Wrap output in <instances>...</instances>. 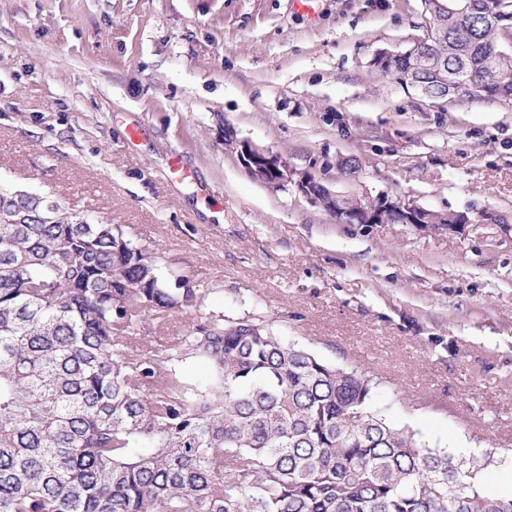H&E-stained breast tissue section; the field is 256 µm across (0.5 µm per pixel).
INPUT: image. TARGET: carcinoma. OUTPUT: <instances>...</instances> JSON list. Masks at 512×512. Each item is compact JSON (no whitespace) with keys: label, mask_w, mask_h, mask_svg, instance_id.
<instances>
[{"label":"carcinoma","mask_w":512,"mask_h":512,"mask_svg":"<svg viewBox=\"0 0 512 512\" xmlns=\"http://www.w3.org/2000/svg\"><path fill=\"white\" fill-rule=\"evenodd\" d=\"M422 0L430 37L380 55L382 78L453 102L512 98V10ZM159 252L0 185V512H512L487 458L420 441L371 405L376 382L277 335L217 317L212 292L167 281ZM191 316L137 347L153 313ZM211 376L191 381L187 366Z\"/></svg>","instance_id":"cac0c4a2"}]
</instances>
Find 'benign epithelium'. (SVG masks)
Segmentation results:
<instances>
[{"instance_id":"1","label":"benign epithelium","mask_w":512,"mask_h":512,"mask_svg":"<svg viewBox=\"0 0 512 512\" xmlns=\"http://www.w3.org/2000/svg\"><path fill=\"white\" fill-rule=\"evenodd\" d=\"M225 145L236 151L239 161L255 180L276 186L293 181L305 196L320 203L329 214L336 217V220L344 223L353 222L354 216L346 207L344 199L331 193L321 182L305 172L298 174V179H293V172L288 168V163L280 156L248 140L230 138L225 140ZM385 207L394 210L396 222L399 224H411L421 230L436 227L435 213L432 211L401 201L393 202L387 198L366 203L360 217L371 224L375 222L377 213Z\"/></svg>"}]
</instances>
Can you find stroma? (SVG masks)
<instances>
[{
    "label": "stroma",
    "mask_w": 512,
    "mask_h": 512,
    "mask_svg": "<svg viewBox=\"0 0 512 512\" xmlns=\"http://www.w3.org/2000/svg\"><path fill=\"white\" fill-rule=\"evenodd\" d=\"M424 34L422 0H321L314 20L290 0H0V184L121 225L209 288L214 314L261 311L372 376L375 408L429 447L490 455L508 494L512 106L372 72ZM228 128L341 197L465 229L339 222L251 178Z\"/></svg>",
    "instance_id": "obj_1"
}]
</instances>
